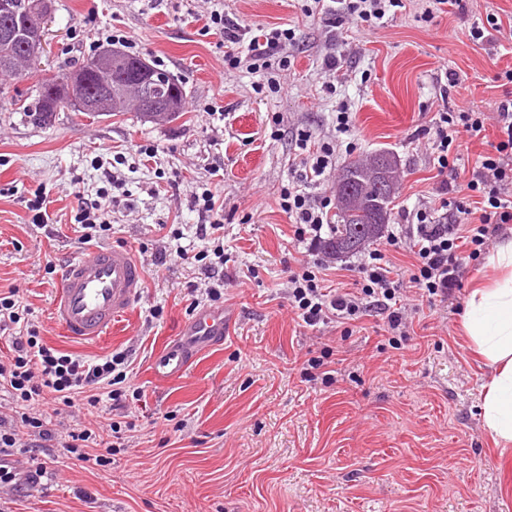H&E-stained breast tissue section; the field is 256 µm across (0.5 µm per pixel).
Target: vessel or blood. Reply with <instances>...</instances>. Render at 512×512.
<instances>
[{
	"mask_svg": "<svg viewBox=\"0 0 512 512\" xmlns=\"http://www.w3.org/2000/svg\"><path fill=\"white\" fill-rule=\"evenodd\" d=\"M145 283L143 265L125 248L95 249L69 263L53 304V315L71 338L99 340L131 313ZM231 321L208 309L188 322L179 340L155 358L153 373L165 382L182 377L200 355L223 343Z\"/></svg>",
	"mask_w": 512,
	"mask_h": 512,
	"instance_id": "obj_1",
	"label": "vessel or blood"
}]
</instances>
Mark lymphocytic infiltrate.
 I'll return each mask as SVG.
<instances>
[{
  "instance_id": "obj_1",
  "label": "lymphocytic infiltrate",
  "mask_w": 512,
  "mask_h": 512,
  "mask_svg": "<svg viewBox=\"0 0 512 512\" xmlns=\"http://www.w3.org/2000/svg\"><path fill=\"white\" fill-rule=\"evenodd\" d=\"M210 21L224 32V61L231 67L246 61L259 69L271 50L295 39L291 30L271 27L246 41L237 23L222 13H211ZM496 79L507 89L496 109L495 138L479 155L470 179L462 187L442 182L439 208L406 211L404 223L392 225L383 246L361 255L359 291L323 286L320 273L329 267L323 259L303 261L292 272L288 303L307 327L333 323L347 330L375 309L385 314L387 333L407 335V297L402 281L394 276L389 251L408 248L414 263L406 271L407 281L427 298L444 297L461 287L468 261L477 259L488 244L491 225L512 223V69L498 73ZM483 127L481 113L472 109L440 113L431 145L434 168L448 176L455 174L464 156L465 135L479 133ZM336 131L333 144L315 147L310 135L299 138L303 172L280 192V206L296 239L313 247L321 241L324 226L330 225L335 205L327 195L313 201L305 187L325 180L340 151H352V144L344 140L351 132L347 110L338 111ZM18 293L15 287L0 293V330H16L10 339L11 355L7 363H0V387L27 411L17 421L0 415V494L14 491L19 483L36 486L51 477L46 463L38 459L43 448H64L76 461L93 466L110 464L112 448L100 446L94 431L76 428L59 435L47 411L65 407L101 416L127 408L125 393L113 387L114 380L127 378L126 353L91 361L49 347L29 328L30 310L18 300Z\"/></svg>"
}]
</instances>
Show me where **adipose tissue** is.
<instances>
[{
	"label": "adipose tissue",
	"mask_w": 512,
	"mask_h": 512,
	"mask_svg": "<svg viewBox=\"0 0 512 512\" xmlns=\"http://www.w3.org/2000/svg\"><path fill=\"white\" fill-rule=\"evenodd\" d=\"M494 273L473 288L462 328L495 374L483 396L482 416L494 443L512 446V237H504L487 258Z\"/></svg>",
	"instance_id": "adipose-tissue-1"
}]
</instances>
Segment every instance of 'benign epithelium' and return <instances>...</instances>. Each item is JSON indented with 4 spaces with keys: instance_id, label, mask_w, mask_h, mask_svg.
I'll return each mask as SVG.
<instances>
[{
    "instance_id": "7a95c632",
    "label": "benign epithelium",
    "mask_w": 512,
    "mask_h": 512,
    "mask_svg": "<svg viewBox=\"0 0 512 512\" xmlns=\"http://www.w3.org/2000/svg\"><path fill=\"white\" fill-rule=\"evenodd\" d=\"M50 0H34L29 15L33 23L29 25L23 48L26 56L40 57L45 50V28L49 18ZM120 51L111 47L99 50L92 60L91 71H68L49 90L51 101L43 117L58 110L66 104L84 112H98L112 107V99L123 100L133 104L142 112H148L157 121H165L169 114L161 111V105L149 97L145 87V76L152 71V66L140 59L129 71H120L117 60ZM398 167V161L386 156L381 161H373L361 172L364 180L376 183L383 193L389 190L390 172ZM359 192L353 182L343 181V193L340 196L342 206L348 213L354 212L359 203Z\"/></svg>"
}]
</instances>
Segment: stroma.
<instances>
[{"label": "stroma", "instance_id": "35a3bbf8", "mask_svg": "<svg viewBox=\"0 0 512 512\" xmlns=\"http://www.w3.org/2000/svg\"><path fill=\"white\" fill-rule=\"evenodd\" d=\"M51 5L46 53L0 99V290L19 287L48 346L83 359L128 352L140 395L129 417L94 426L105 439L110 425L121 428L110 465L85 468L50 449V488L23 486L0 512H512V447L496 446L482 419L493 371L461 332L467 288L410 307V335L398 343L380 316L346 336L332 324L312 331L288 305L289 271L308 252L279 205L282 187L300 175L297 130L334 141L343 106L356 147L338 155L327 182L308 186L311 198L334 194L348 162L386 151L401 167L392 222L402 208L437 206L443 178L421 135L448 108H472L486 120L468 139L470 157L494 140L504 94L495 76L512 68V0H469L465 11L427 22L423 0H404L370 32L340 13L309 15L307 0H219L251 34L294 29L283 49L289 69L274 63L257 73L225 65L205 0ZM490 13L501 32L467 43L471 25ZM335 31L344 36L336 45ZM116 35L183 86L182 118L93 119L63 108L40 122L17 109L15 99L34 96L39 80ZM329 55L337 71L326 67ZM449 70L459 84L444 97ZM272 78L280 90L267 87ZM103 187L109 228L98 246L150 256L180 247L189 258L147 267L139 300L111 336L79 343L52 306L64 267L83 253L71 193L93 201ZM41 189L50 199L44 223L31 210ZM206 189L224 220L223 306L233 322L183 378L158 383L155 353L180 337L195 309L213 306L194 259L197 227L208 220L196 197ZM323 354L328 379L307 365Z\"/></svg>", "mask_w": 512, "mask_h": 512}]
</instances>
